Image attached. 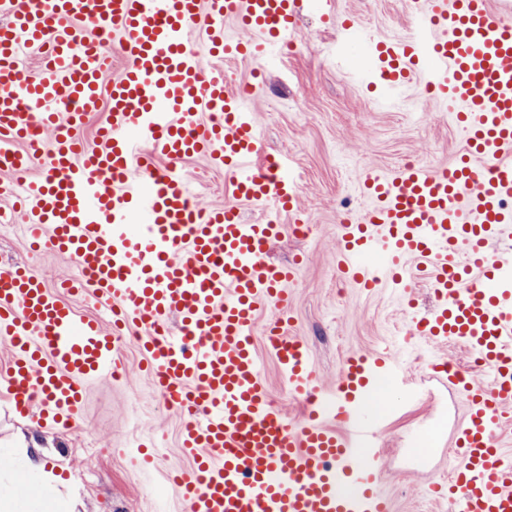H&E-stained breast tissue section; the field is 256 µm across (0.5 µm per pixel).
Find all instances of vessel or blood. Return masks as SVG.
I'll list each match as a JSON object with an SVG mask.
<instances>
[{
	"label": "vessel or blood",
	"instance_id": "vessel-or-blood-1",
	"mask_svg": "<svg viewBox=\"0 0 512 512\" xmlns=\"http://www.w3.org/2000/svg\"><path fill=\"white\" fill-rule=\"evenodd\" d=\"M423 36L379 42L380 76L397 86L426 61L466 148L438 170L369 177L367 209L338 227L342 273L356 286L402 282L405 262L433 290L435 311L414 335L464 346L488 384L438 361L433 372L469 405L448 490L459 512H512V456L496 441L512 425V23L489 0H415ZM299 0H0V171L20 183L12 221L32 247L49 245L78 276L52 289L27 265L0 267V341L15 408L42 406L65 426L90 381L117 379V338L140 337L147 369L183 418L193 459L173 478L188 512H391L381 452L359 397L377 373L400 376L382 353L346 357L335 398L319 396L308 350L283 334L295 269L267 259L276 221L247 223L237 201L299 217L297 183L281 160L259 165L263 141L245 95L223 70L204 71L191 37L213 56L246 57L294 43ZM239 36L228 38L226 19ZM101 24L111 46L98 42ZM123 66L112 75V57ZM38 63L28 71L27 60ZM109 108L93 145L86 118ZM201 156L230 176L235 204L195 206L178 166ZM166 160L157 168L156 160ZM46 169L38 179L36 164ZM142 224H135V217ZM81 296L111 324L84 316ZM274 311L270 345L307 415L288 422L259 372L254 332Z\"/></svg>",
	"mask_w": 512,
	"mask_h": 512
}]
</instances>
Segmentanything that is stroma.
I'll list each match as a JSON object with an SVG mask.
<instances>
[{
	"label": "stroma",
	"mask_w": 512,
	"mask_h": 512,
	"mask_svg": "<svg viewBox=\"0 0 512 512\" xmlns=\"http://www.w3.org/2000/svg\"><path fill=\"white\" fill-rule=\"evenodd\" d=\"M293 48L266 58H237L222 65L230 85H259L251 99L266 154L289 159L297 174L298 199L313 227L304 239L292 233L273 242L267 257L297 266L290 287L292 333L306 339L314 376L323 395L336 390L343 360L354 353L380 352L402 367L401 378L374 376L367 393L389 389L384 414L375 416L376 444L384 468L379 476L392 512H448L446 502L431 497V483L448 475L455 452V429L466 404L448 384L433 377L429 364L445 360L471 369L466 349L437 345L410 333L413 317L434 311L433 294L424 285L412 292L385 287L369 293L341 279L337 271V228L346 214L368 206L359 182L376 172L403 167L420 158L438 169L463 151L465 139L449 104L429 98L419 77L401 88L363 78V57L370 39L406 40L417 29L408 0H302ZM180 170L202 206L237 203L244 219L289 216L273 205L235 202L225 173L206 158L183 161ZM27 264L48 284L74 276L71 259L44 247L33 249L19 225L0 226V265ZM269 312H262L254 347L262 378L289 422L301 420L304 403L288 391L286 378L266 344ZM126 380L91 383L80 416L66 428L41 419L40 405L19 414L0 380V456L24 448L46 469L69 481L68 512H187L168 482L169 472L190 470L180 448L181 418L166 406L143 369L139 346L117 344ZM477 383L486 372L471 369ZM147 445L151 469L138 462Z\"/></svg>",
	"instance_id": "35a3bbf8"
}]
</instances>
